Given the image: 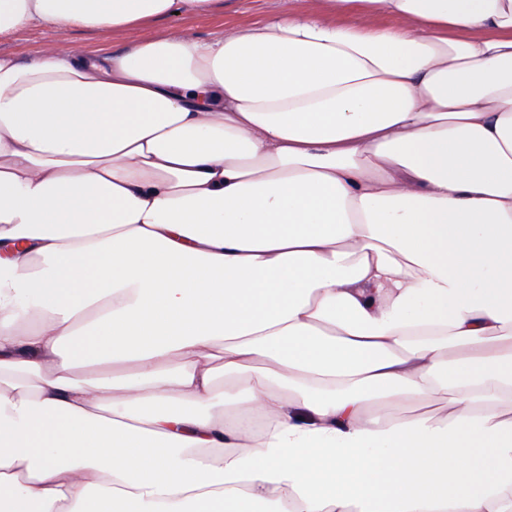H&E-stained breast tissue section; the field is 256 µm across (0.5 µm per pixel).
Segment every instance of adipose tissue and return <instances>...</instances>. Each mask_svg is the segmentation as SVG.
Wrapping results in <instances>:
<instances>
[{"mask_svg": "<svg viewBox=\"0 0 512 512\" xmlns=\"http://www.w3.org/2000/svg\"><path fill=\"white\" fill-rule=\"evenodd\" d=\"M0 0V512H512V0ZM277 0H236L225 12L207 15H184L177 18V23L195 30L201 37L214 36L224 28L243 26L261 21L277 9ZM161 25H152L143 29L131 30L123 34L115 42L104 40L96 34L87 32H71L60 35L46 26H34L24 32L15 41H1L0 52H9L22 60H29L44 50L53 46L59 39H65L81 52L94 53L105 50H119L123 45L133 43L139 39L155 33Z\"/></svg>", "mask_w": 512, "mask_h": 512, "instance_id": "adipose-tissue-1", "label": "adipose tissue"}]
</instances>
